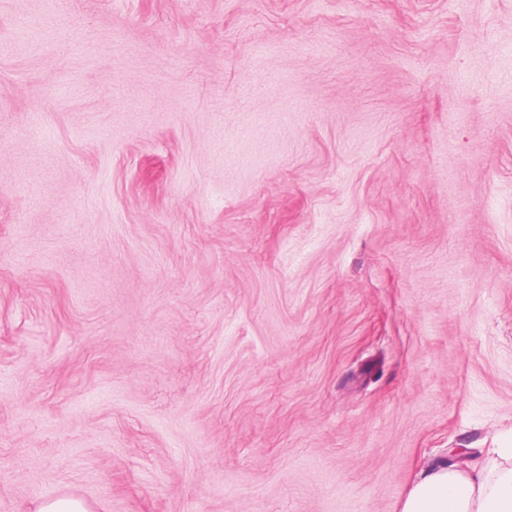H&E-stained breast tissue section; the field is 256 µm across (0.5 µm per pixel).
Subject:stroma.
<instances>
[{
  "mask_svg": "<svg viewBox=\"0 0 512 512\" xmlns=\"http://www.w3.org/2000/svg\"><path fill=\"white\" fill-rule=\"evenodd\" d=\"M510 432L512 0H0V512H400ZM26 512H89L87 504L72 495L35 501Z\"/></svg>",
  "mask_w": 512,
  "mask_h": 512,
  "instance_id": "35a3bbf8",
  "label": "stroma"
}]
</instances>
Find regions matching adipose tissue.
Wrapping results in <instances>:
<instances>
[{"instance_id":"ef3b65f1","label":"adipose tissue","mask_w":512,"mask_h":512,"mask_svg":"<svg viewBox=\"0 0 512 512\" xmlns=\"http://www.w3.org/2000/svg\"><path fill=\"white\" fill-rule=\"evenodd\" d=\"M400 512H512V440L483 463L455 462L423 472Z\"/></svg>"}]
</instances>
